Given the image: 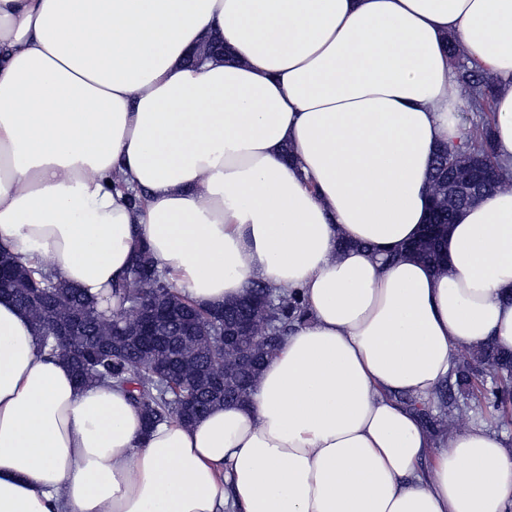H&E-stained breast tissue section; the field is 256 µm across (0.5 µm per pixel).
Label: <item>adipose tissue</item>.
Instances as JSON below:
<instances>
[{"label": "adipose tissue", "instance_id": "ef3b65f1", "mask_svg": "<svg viewBox=\"0 0 512 512\" xmlns=\"http://www.w3.org/2000/svg\"><path fill=\"white\" fill-rule=\"evenodd\" d=\"M452 41L501 184L438 272L406 247L465 138ZM0 243L98 300L145 244L195 305L308 311L247 403L148 428L0 297V512H512V442L402 401L512 350V0H0ZM448 53L455 54L462 58V60L466 59L457 47L456 42H449ZM463 62L464 64L460 67L461 86L468 89L472 107L475 109H481L484 104L488 103L489 105L494 82L485 71L477 68L476 66H469L468 60L466 63L465 61ZM473 90L478 92L480 90H486L487 94L474 95L472 94Z\"/></svg>", "mask_w": 512, "mask_h": 512}]
</instances>
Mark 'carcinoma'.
I'll return each mask as SVG.
<instances>
[{"instance_id":"cac0c4a2","label":"carcinoma","mask_w":512,"mask_h":512,"mask_svg":"<svg viewBox=\"0 0 512 512\" xmlns=\"http://www.w3.org/2000/svg\"><path fill=\"white\" fill-rule=\"evenodd\" d=\"M460 79L461 86L472 92L470 103L473 108L480 109L490 101L493 80L485 71L465 63L460 67ZM451 150L470 151L495 163L491 116L485 115L480 122L471 124L469 138L462 144L445 149L440 147L436 151L431 193L439 202L437 218L441 228L435 234H425L415 250L423 260L437 267L441 266V241L448 221L474 204L472 199L464 202L448 196V163L458 167L468 162L466 158L450 155ZM2 263L13 270L7 294L45 338L49 353L67 360L81 384L107 382L128 389L130 399L142 408L148 427L173 419L187 424L197 418L195 414L186 416L180 412L174 386L162 379L151 364L171 359L179 368L181 382L191 389L202 415L217 404L243 403L265 361L279 350L288 326L306 315L297 293L281 295L272 309L254 313L251 334L222 349L219 338L212 335L207 325L210 309L194 305L162 278L161 273L152 272L156 263L145 245L134 256L123 287L113 288L109 293L121 304L119 310L112 312V325L127 330L136 327L135 305L147 288L158 290L161 296L180 308L184 321L200 324L191 335L169 336L153 346H145L134 336L126 340L112 336L100 323L97 301L43 269L27 265L7 247L0 251ZM49 309L60 323L70 321L74 315L80 317V340L100 345L96 355L85 360L62 349L46 330V311ZM267 321L276 327L278 337L273 342L261 344L255 337L265 331ZM245 350L252 352L254 359L250 366L240 368L238 361ZM409 406L426 420L436 437L452 429L451 419H469L473 413L499 427L511 425L512 351L505 352L495 342L488 341L460 353L453 369V382L441 385L435 403L425 405L412 398Z\"/></svg>"}]
</instances>
